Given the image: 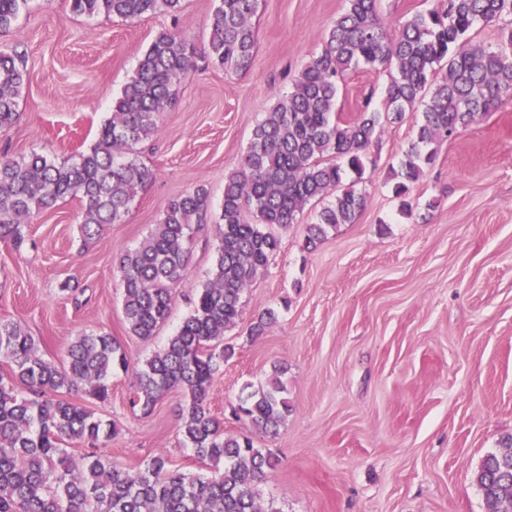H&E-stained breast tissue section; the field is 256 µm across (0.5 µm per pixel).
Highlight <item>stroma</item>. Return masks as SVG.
Masks as SVG:
<instances>
[{"label": "stroma", "mask_w": 512, "mask_h": 512, "mask_svg": "<svg viewBox=\"0 0 512 512\" xmlns=\"http://www.w3.org/2000/svg\"><path fill=\"white\" fill-rule=\"evenodd\" d=\"M218 0H182L176 14L134 20L73 14L69 0H28L0 48L25 59L28 82L14 125L0 132V156L37 152L62 161L90 148L112 101L158 32L197 51L192 72L163 112L160 133L135 154L153 172L120 223L84 239L80 203L68 197L32 214L27 243L0 241V322L20 325L39 354L63 363L72 341L107 332L124 347L128 371L110 398L80 401L116 422L99 454L125 469L165 454L188 476L207 465L183 443L180 393L150 415L129 403L141 364L190 312L215 260L214 226L198 233L170 318L156 336L132 335L122 310L118 257L138 246L167 203L207 190L219 213L224 180L246 152L252 130L292 88L302 65L324 47L345 0H260L251 68L227 72L206 56ZM385 73L351 71L338 112H358L365 95L382 105ZM413 140V124L386 126L357 191L366 206L355 223L303 247L305 227L280 231V249L243 295L224 333L234 353L221 363L208 405L226 431L241 397L282 371L290 412L256 447L278 460L261 484L278 512H484L473 474L512 434V99L455 140L413 184L402 210L393 193ZM72 290H63L64 282ZM275 319L261 335L251 325Z\"/></svg>", "instance_id": "1"}]
</instances>
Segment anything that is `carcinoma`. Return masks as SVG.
<instances>
[{
  "mask_svg": "<svg viewBox=\"0 0 512 512\" xmlns=\"http://www.w3.org/2000/svg\"><path fill=\"white\" fill-rule=\"evenodd\" d=\"M27 0H0V31L11 27ZM76 15L134 19L181 0H69ZM329 27L322 52L306 61L288 96L278 100L252 131L241 166L224 181L211 275L186 319L162 349L137 372L132 407L152 413L167 393L183 396V436L198 459L222 465L188 477L170 468L164 454L136 470L94 452L117 434V425L69 398L82 392L109 397L108 378L127 370L121 344L109 333L82 335L57 365L38 355L33 336L0 323V512H279L263 506L259 485L277 466L246 435L224 432L208 394L229 348L224 330L240 316L241 299L279 249L267 227L288 228L313 200L333 197L305 227L304 247H317L327 231L353 223L365 194L343 187L350 174L363 179L371 151L386 124L415 115L414 139L400 165L395 195L433 164L437 147L479 122L512 96V30L495 46L472 44L479 26L512 16V0H433L432 7L390 23L380 0H346ZM259 0H219L210 22L207 54L227 71L246 72L255 52L253 18ZM193 46L169 32L151 42L131 79L112 103V115L85 152L56 163L32 153L0 158V241L26 244L27 219L66 197L81 203V229L92 239L106 224L122 221L152 172L134 146L156 135L158 117L172 103L174 86L193 67ZM360 66L388 74L383 107L364 99L357 114L336 111L340 83ZM24 57L0 50V132L14 123L25 86ZM210 221L207 191L200 188L165 206L137 247L121 253L123 313L131 334L149 338L167 322L187 268L194 237ZM286 388L273 379L247 394L235 417L251 428L277 430L288 415ZM85 442L93 451L81 465L64 448ZM485 456L474 473L485 512L512 501V436Z\"/></svg>",
  "mask_w": 512,
  "mask_h": 512,
  "instance_id": "obj_1",
  "label": "carcinoma"
}]
</instances>
